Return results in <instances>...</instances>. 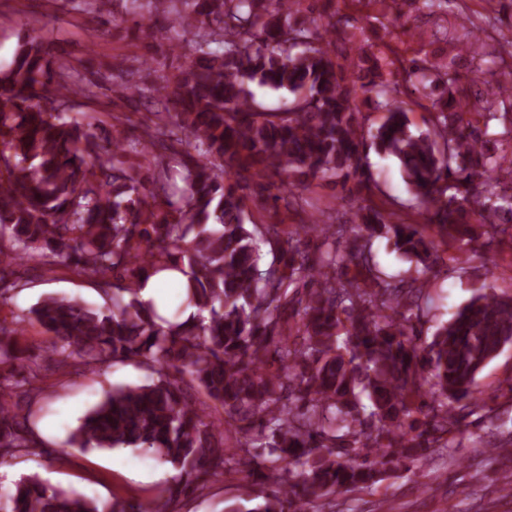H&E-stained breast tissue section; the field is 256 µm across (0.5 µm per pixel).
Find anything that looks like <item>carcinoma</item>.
<instances>
[{
    "instance_id": "obj_1",
    "label": "carcinoma",
    "mask_w": 512,
    "mask_h": 512,
    "mask_svg": "<svg viewBox=\"0 0 512 512\" xmlns=\"http://www.w3.org/2000/svg\"><path fill=\"white\" fill-rule=\"evenodd\" d=\"M147 2L192 38L175 75L126 87L131 101L154 95L138 136L114 124L97 139L98 113L73 111V68L53 69L42 36L24 34L0 67V304L25 287L13 278L19 261L88 278L103 300L47 294L0 321V367H27L0 387V465L50 452L35 415L11 404L40 391L42 367L18 341L36 324L52 334L44 360L58 371L133 360L148 373L106 392L59 457L142 448L176 475L132 502L29 474L0 490V512H168L239 471L277 490L230 512H339L336 496L409 470L432 449L452 454L463 446L459 419L487 408L479 373L512 343V297L484 285L428 339L423 280L464 269L480 236L512 241V170L476 146L506 113H483L481 128L467 119L486 98H511L512 79L474 94L463 87L457 58L493 62L474 38L451 57L421 42L405 57L391 29L398 0H356L372 10L360 27L337 0ZM338 38L353 54H330ZM252 84L290 100L267 109ZM408 85L429 103L431 134L411 130L399 99ZM370 112L383 113L374 134ZM368 137L401 164L424 223L395 221L366 198L338 223L334 207L298 191L296 176L368 188ZM132 154L154 164L151 175L125 167ZM252 184L275 187L300 224L247 223L241 191ZM310 232L323 237L314 251L301 238ZM378 237L414 263L411 275L380 268ZM264 245L278 247L266 265ZM351 266L358 276L342 274ZM163 271L182 276L195 309L183 321L141 296Z\"/></svg>"
}]
</instances>
